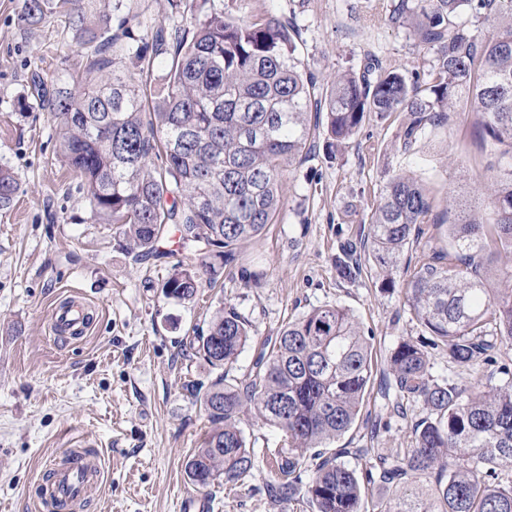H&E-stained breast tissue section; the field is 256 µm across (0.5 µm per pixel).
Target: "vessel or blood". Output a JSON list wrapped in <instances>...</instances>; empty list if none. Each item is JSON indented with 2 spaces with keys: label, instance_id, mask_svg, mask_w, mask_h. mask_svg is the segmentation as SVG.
<instances>
[{
  "label": "vessel or blood",
  "instance_id": "b4317fda",
  "mask_svg": "<svg viewBox=\"0 0 512 512\" xmlns=\"http://www.w3.org/2000/svg\"><path fill=\"white\" fill-rule=\"evenodd\" d=\"M83 304L67 301L54 307L52 326L60 330L66 326L75 327L78 335H85L89 324L84 319ZM103 478L98 463L89 461L81 452L70 451L65 457L49 461L44 467L40 496L50 504L54 512H72L75 505L85 500L92 490L97 489Z\"/></svg>",
  "mask_w": 512,
  "mask_h": 512
}]
</instances>
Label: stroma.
Returning a JSON list of instances; mask_svg holds the SVG:
<instances>
[{
	"mask_svg": "<svg viewBox=\"0 0 512 512\" xmlns=\"http://www.w3.org/2000/svg\"><path fill=\"white\" fill-rule=\"evenodd\" d=\"M247 18L269 13L290 19L297 53L319 81L362 70L368 59L427 75L432 56L420 48L407 19L394 18L399 0H211ZM131 14L152 25L188 24V8L168 0H129ZM78 67L79 47L63 19L36 26L24 20L22 0H0V166L20 189L0 210V512H35L36 482L49 460L83 443L100 451L104 479L80 512H313L304 493L289 502L270 498L264 459L282 434L245 416L241 426L257 458L244 484L195 487L185 463L210 423L188 387L216 373L189 342L214 313L232 304L249 320L252 337L229 376L248 381L260 345L309 309H349L373 338L385 362L400 338L425 332L401 291H381L382 276L364 263L355 281L340 279L342 248L361 250L372 211L391 176L408 174L426 188L434 213L452 200L487 214V175L497 159L479 134L473 112L404 146L402 113L369 116L339 151L326 148L318 126L314 147L282 179L279 223L244 241L239 259L220 267L215 284L195 298L164 296L162 284L193 251L167 248L135 260L109 224L94 223L86 191L57 158L56 121L37 109L31 75L50 80L63 66ZM83 298L93 318L86 336L62 339L50 328L54 305ZM436 376L453 374L489 390L502 382L496 367L449 368L443 349L431 352ZM381 407L367 398L356 424L335 445L372 448L394 458L412 445L419 402L391 415L390 428L371 435Z\"/></svg>",
	"mask_w": 512,
	"mask_h": 512,
	"instance_id": "obj_1",
	"label": "stroma"
}]
</instances>
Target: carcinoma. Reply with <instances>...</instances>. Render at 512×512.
<instances>
[{
    "instance_id": "obj_1",
    "label": "carcinoma",
    "mask_w": 512,
    "mask_h": 512,
    "mask_svg": "<svg viewBox=\"0 0 512 512\" xmlns=\"http://www.w3.org/2000/svg\"><path fill=\"white\" fill-rule=\"evenodd\" d=\"M23 0L31 25L59 15L75 30L79 70L63 69L39 84L37 106L57 120L58 156L86 189L91 216L116 224L139 261L175 237L201 258L179 265L163 283L166 297L193 299L200 270L232 263L240 242L278 223L284 173L309 146L310 116L326 113L329 147L353 138L366 117L405 112L404 144L448 119L462 97L480 116L484 140L499 156L488 185L492 218L463 207L446 210L452 252L436 265L414 267L405 287L416 321L448 363L493 364L512 348V289L490 294L481 253L512 252V0H401L418 44L433 54L429 79L379 63L362 73L338 72L318 83L296 55L298 31L287 18L257 14L238 22L198 0L189 25L139 32L123 0ZM497 22L482 33L468 17ZM161 165H155V161ZM19 190L0 167V207ZM431 202L419 181L395 175L371 216L367 261L380 269V289L397 287L396 273ZM346 280L361 274L354 254L336 259ZM251 340V324L233 305L218 310L192 349L219 374L190 393L211 428L185 463L204 489L222 479L236 486L251 476L255 456L240 426L251 413L283 434L269 463V496L288 501L300 488L315 512H365V485L390 494L372 512H512V370L489 390L472 392L431 372L425 346L403 338L391 349L373 388L372 337L348 309L313 307L264 344L246 383L229 370ZM396 411L401 399L421 402L427 416L415 444L400 457L376 458L361 484L342 457L368 448H332L360 417L372 390ZM434 476L432 494L409 498V479Z\"/></svg>"
}]
</instances>
